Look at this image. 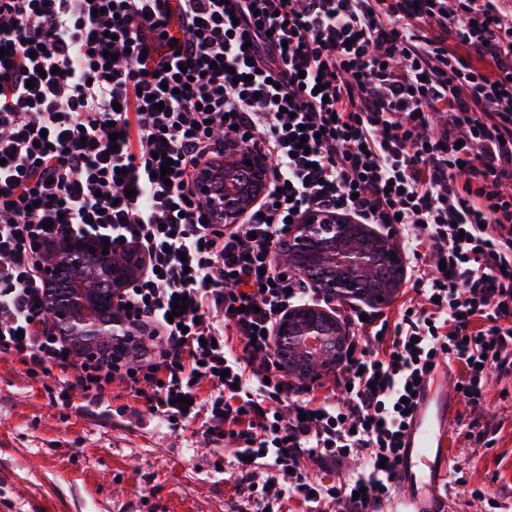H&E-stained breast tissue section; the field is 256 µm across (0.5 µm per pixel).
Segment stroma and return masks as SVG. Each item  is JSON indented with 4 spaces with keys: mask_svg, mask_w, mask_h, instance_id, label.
<instances>
[{
    "mask_svg": "<svg viewBox=\"0 0 512 512\" xmlns=\"http://www.w3.org/2000/svg\"><path fill=\"white\" fill-rule=\"evenodd\" d=\"M454 487L444 512H512V374L448 428ZM230 443L200 422L164 425L114 377L103 405L63 404L53 377L0 355V512H261L228 464Z\"/></svg>",
    "mask_w": 512,
    "mask_h": 512,
    "instance_id": "35a3bbf8",
    "label": "stroma"
}]
</instances>
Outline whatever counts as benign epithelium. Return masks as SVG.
I'll list each match as a JSON object with an SVG mask.
<instances>
[{
	"label": "benign epithelium",
	"instance_id": "benign-epithelium-1",
	"mask_svg": "<svg viewBox=\"0 0 512 512\" xmlns=\"http://www.w3.org/2000/svg\"><path fill=\"white\" fill-rule=\"evenodd\" d=\"M252 165H246V161ZM264 187V168L261 160L242 151L221 165H204L199 174L196 191L209 202L214 212L224 215V221L237 220L257 199ZM364 228L333 216L313 215L309 222L295 225L285 246L294 258L295 269L310 280L330 302L362 298L371 302L388 301L398 283L391 281L385 287L367 292L362 288L361 273L369 268L383 267L390 273L399 272L403 255L377 238L356 246L349 234ZM95 252H90V249ZM103 245L95 238H86L68 247L58 262L50 267V274L61 263L91 267L101 271L98 293L88 295L82 289L65 293L62 299L50 298L49 310L56 328L70 339L84 344L86 355L97 352L99 342L112 345V360L124 357L136 341V330L117 315L103 316L105 309L115 310L121 290L128 287L132 271L138 266L131 256L123 264L108 261L102 254ZM342 335L333 314L313 306L291 309L275 328L277 344L283 352L296 351L314 338L319 346L327 344V337Z\"/></svg>",
	"mask_w": 512,
	"mask_h": 512
}]
</instances>
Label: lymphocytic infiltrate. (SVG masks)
Listing matches in <instances>:
<instances>
[{"instance_id": "f902f5d3", "label": "lymphocytic infiltrate", "mask_w": 512, "mask_h": 512, "mask_svg": "<svg viewBox=\"0 0 512 512\" xmlns=\"http://www.w3.org/2000/svg\"><path fill=\"white\" fill-rule=\"evenodd\" d=\"M0 49V354L29 376L89 405L112 383L45 307L53 255L84 237L140 257L123 316L165 347L126 370L133 395L154 418L199 420L231 443L263 501L368 512L431 367L455 366L471 405L492 374L512 373L504 0H0ZM239 147L271 177L224 224L194 185ZM313 214L402 230L404 251L434 269L413 275L395 323L350 308L339 402L285 381L274 347L310 297L274 254ZM180 298L188 308L169 322ZM308 458L364 465L327 483L308 477Z\"/></svg>"}]
</instances>
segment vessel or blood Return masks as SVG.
<instances>
[{
  "label": "vessel or blood",
  "mask_w": 512,
  "mask_h": 512,
  "mask_svg": "<svg viewBox=\"0 0 512 512\" xmlns=\"http://www.w3.org/2000/svg\"><path fill=\"white\" fill-rule=\"evenodd\" d=\"M448 372L431 374L404 436V451L393 490L372 502L369 512H436L448 479Z\"/></svg>",
  "instance_id": "b4317fda"
}]
</instances>
